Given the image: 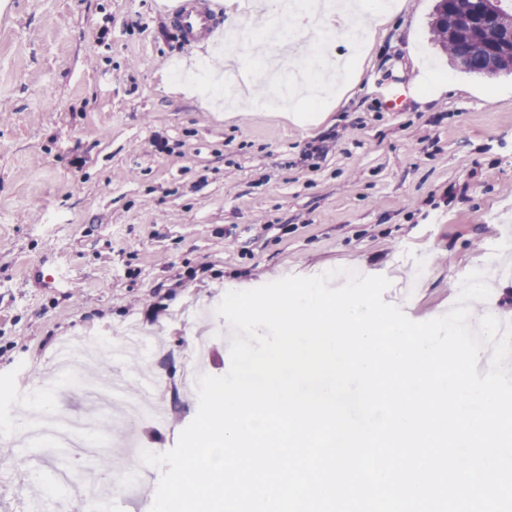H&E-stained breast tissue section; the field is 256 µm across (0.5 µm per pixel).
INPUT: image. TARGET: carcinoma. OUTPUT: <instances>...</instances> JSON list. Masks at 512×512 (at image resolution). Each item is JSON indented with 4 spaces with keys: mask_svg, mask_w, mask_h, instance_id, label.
<instances>
[{
    "mask_svg": "<svg viewBox=\"0 0 512 512\" xmlns=\"http://www.w3.org/2000/svg\"><path fill=\"white\" fill-rule=\"evenodd\" d=\"M500 13L496 28L512 31V4L498 0ZM473 5L471 0H438L432 23L433 33L446 43L450 58L459 55L468 57L470 74H481L489 56V39L486 34L468 19Z\"/></svg>",
    "mask_w": 512,
    "mask_h": 512,
    "instance_id": "1",
    "label": "carcinoma"
}]
</instances>
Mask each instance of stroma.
<instances>
[{
  "label": "stroma",
  "instance_id": "stroma-1",
  "mask_svg": "<svg viewBox=\"0 0 512 512\" xmlns=\"http://www.w3.org/2000/svg\"><path fill=\"white\" fill-rule=\"evenodd\" d=\"M397 2L351 96L305 128L228 121L176 92L197 45L164 0H0V410L94 416L83 393L27 383L61 340L131 331L165 394L159 416L113 412L93 464L44 442L0 450L14 475L0 503L46 456L74 484L137 472L124 512H150L160 471L120 437L176 445L198 410L193 346L209 341L210 375L231 365L227 289L351 268L389 278L384 301L423 322L473 268L512 264V75L461 72L432 31L436 0ZM392 80L408 87L396 111Z\"/></svg>",
  "mask_w": 512,
  "mask_h": 512
}]
</instances>
